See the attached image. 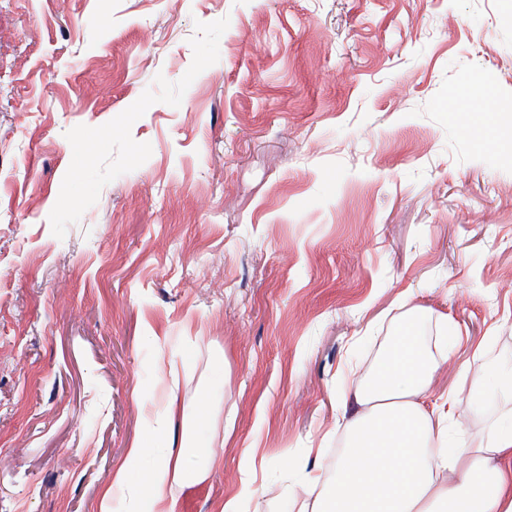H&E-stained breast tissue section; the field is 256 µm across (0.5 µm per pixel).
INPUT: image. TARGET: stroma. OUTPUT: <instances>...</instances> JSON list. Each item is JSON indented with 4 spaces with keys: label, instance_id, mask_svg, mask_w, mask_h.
Wrapping results in <instances>:
<instances>
[{
    "label": "stroma",
    "instance_id": "35a3bbf8",
    "mask_svg": "<svg viewBox=\"0 0 512 512\" xmlns=\"http://www.w3.org/2000/svg\"><path fill=\"white\" fill-rule=\"evenodd\" d=\"M511 129L512 0H0V512H97L173 380L179 512H295L407 325L507 422Z\"/></svg>",
    "mask_w": 512,
    "mask_h": 512
}]
</instances>
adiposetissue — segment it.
I'll return each instance as SVG.
<instances>
[{
  "mask_svg": "<svg viewBox=\"0 0 512 512\" xmlns=\"http://www.w3.org/2000/svg\"><path fill=\"white\" fill-rule=\"evenodd\" d=\"M429 371L411 332L352 393L346 447L328 474L307 479L298 512H512V426L464 448L447 445L449 400L427 403ZM185 409L166 386L162 411L135 436L97 512H177L172 485H196L199 461L219 464L208 444L188 445L174 427ZM127 496L115 505L113 487Z\"/></svg>",
  "mask_w": 512,
  "mask_h": 512,
  "instance_id": "adipose-tissue-1",
  "label": "adipose tissue"
}]
</instances>
